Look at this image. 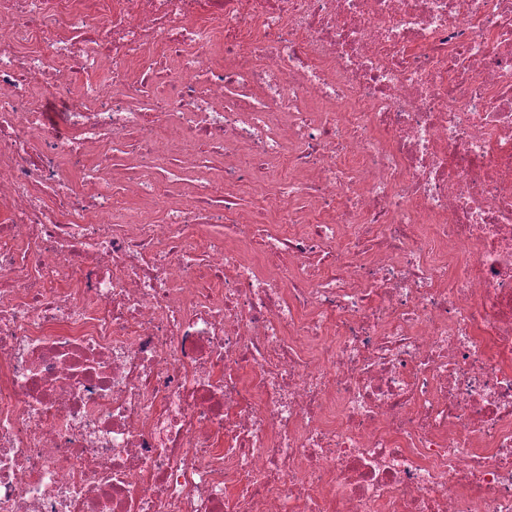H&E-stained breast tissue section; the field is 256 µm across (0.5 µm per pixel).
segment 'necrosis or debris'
Instances as JSON below:
<instances>
[{
    "instance_id": "necrosis-or-debris-1",
    "label": "necrosis or debris",
    "mask_w": 512,
    "mask_h": 512,
    "mask_svg": "<svg viewBox=\"0 0 512 512\" xmlns=\"http://www.w3.org/2000/svg\"><path fill=\"white\" fill-rule=\"evenodd\" d=\"M0 512H512V0H0Z\"/></svg>"
}]
</instances>
